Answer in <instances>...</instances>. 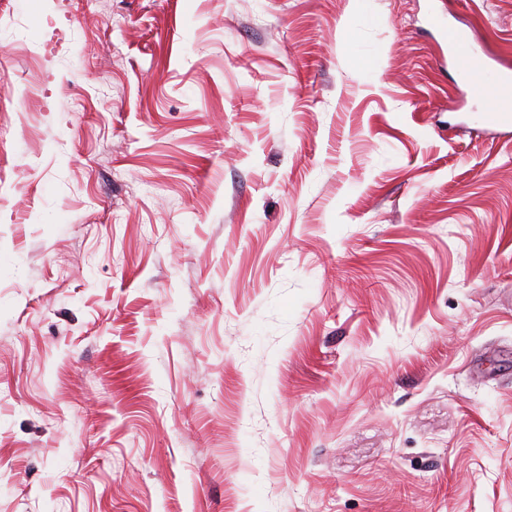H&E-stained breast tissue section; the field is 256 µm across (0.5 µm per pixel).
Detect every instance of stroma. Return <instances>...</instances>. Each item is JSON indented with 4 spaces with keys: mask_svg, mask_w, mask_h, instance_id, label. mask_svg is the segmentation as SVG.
Returning <instances> with one entry per match:
<instances>
[{
    "mask_svg": "<svg viewBox=\"0 0 512 512\" xmlns=\"http://www.w3.org/2000/svg\"><path fill=\"white\" fill-rule=\"evenodd\" d=\"M512 0H0V512H512ZM448 54L460 79L468 86L476 98L494 99L493 112L483 113V119L490 125L503 129L512 128V100L505 94L512 89V72L499 70L493 62L479 59L475 54L453 53V47L460 36L448 34Z\"/></svg>",
    "mask_w": 512,
    "mask_h": 512,
    "instance_id": "obj_1",
    "label": "stroma"
}]
</instances>
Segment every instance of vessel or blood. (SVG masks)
<instances>
[{
  "label": "vessel or blood",
  "mask_w": 512,
  "mask_h": 512,
  "mask_svg": "<svg viewBox=\"0 0 512 512\" xmlns=\"http://www.w3.org/2000/svg\"><path fill=\"white\" fill-rule=\"evenodd\" d=\"M452 63L474 97L495 100L494 111L484 113V120L490 125L511 129L512 99L507 93L512 90V72L497 69L493 62L473 54L453 55Z\"/></svg>",
  "instance_id": "1"
}]
</instances>
